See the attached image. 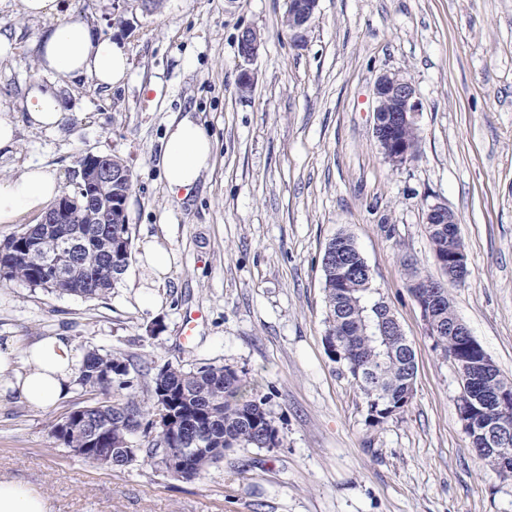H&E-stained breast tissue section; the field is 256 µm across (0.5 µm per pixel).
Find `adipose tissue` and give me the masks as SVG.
Segmentation results:
<instances>
[{"label": "adipose tissue", "instance_id": "adipose-tissue-1", "mask_svg": "<svg viewBox=\"0 0 512 512\" xmlns=\"http://www.w3.org/2000/svg\"><path fill=\"white\" fill-rule=\"evenodd\" d=\"M40 66L61 79L92 76L98 84L113 87L126 80L130 62L124 49L97 35L81 21L53 22L37 42ZM27 111L33 126L51 128L62 118L55 91L31 86ZM213 144L191 118L170 123L158 166L171 192L187 191L198 182L212 160ZM61 192L56 171L34 164L17 178H0V224H13L22 216L46 211ZM143 266L142 296L145 306L157 303L150 289L167 278L172 269L170 250L151 240L140 257ZM77 358L71 343L62 336H47L23 346L14 338L0 341V397L17 398L35 410L53 408L64 397L75 377ZM0 512H51L43 494L14 478L0 476Z\"/></svg>", "mask_w": 512, "mask_h": 512}]
</instances>
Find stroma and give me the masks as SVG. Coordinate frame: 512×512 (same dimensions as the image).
Instances as JSON below:
<instances>
[{
	"label": "stroma",
	"instance_id": "1",
	"mask_svg": "<svg viewBox=\"0 0 512 512\" xmlns=\"http://www.w3.org/2000/svg\"><path fill=\"white\" fill-rule=\"evenodd\" d=\"M288 0H60L58 17L124 45L127 81L59 82L35 44L50 19L0 0V114L17 144L0 177L32 163L75 190L79 159L108 154L132 171L129 267L103 298L0 284V340L67 337L136 366H228L260 382L282 437L233 448L204 481L136 462L112 469L75 455L52 422L87 395L73 384L50 411L0 399V471L46 495L52 512H512V476L472 452L457 406L460 381L433 346L409 271L444 280L455 314L512 381V0H319L303 45L285 24ZM262 36L255 81L238 78L240 32ZM405 76L423 103L416 159L393 165L373 135V86ZM57 89L63 117L33 127L26 93ZM191 118L213 159L190 191L172 193L157 166L170 122ZM454 214L464 282L445 281L429 206ZM350 234L373 286L412 344L417 373L404 412L371 423L367 402L326 350L322 257ZM167 245L172 271L138 300V256ZM198 321L184 340L189 315Z\"/></svg>",
	"mask_w": 512,
	"mask_h": 512
}]
</instances>
